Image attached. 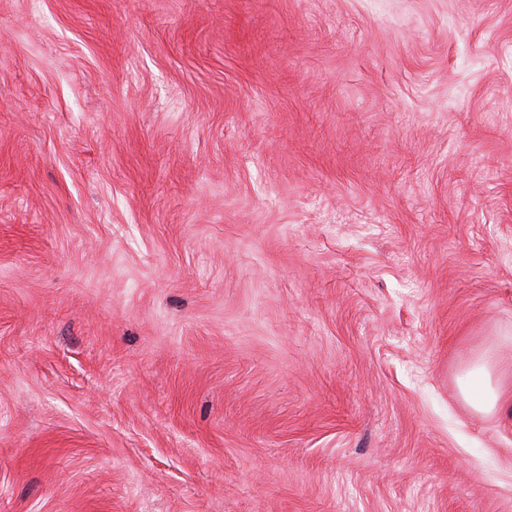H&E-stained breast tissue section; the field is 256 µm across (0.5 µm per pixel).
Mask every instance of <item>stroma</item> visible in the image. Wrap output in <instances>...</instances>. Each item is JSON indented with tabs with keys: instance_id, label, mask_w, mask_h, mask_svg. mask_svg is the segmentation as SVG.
<instances>
[{
	"instance_id": "35a3bbf8",
	"label": "stroma",
	"mask_w": 512,
	"mask_h": 512,
	"mask_svg": "<svg viewBox=\"0 0 512 512\" xmlns=\"http://www.w3.org/2000/svg\"><path fill=\"white\" fill-rule=\"evenodd\" d=\"M512 0H0V512H512ZM460 388L464 395H468L473 388L480 390L481 399L475 410L483 414L492 413L510 400L501 386L493 382V364L488 351L469 358L467 372L460 380Z\"/></svg>"
}]
</instances>
